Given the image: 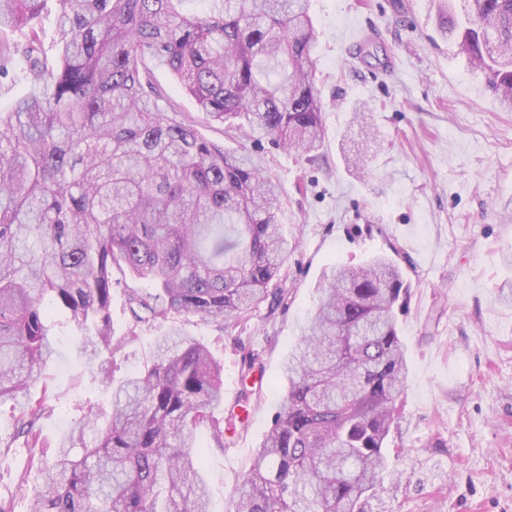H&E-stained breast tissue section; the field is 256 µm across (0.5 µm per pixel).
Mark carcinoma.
Masks as SVG:
<instances>
[{
  "mask_svg": "<svg viewBox=\"0 0 512 512\" xmlns=\"http://www.w3.org/2000/svg\"><path fill=\"white\" fill-rule=\"evenodd\" d=\"M54 2L48 55L38 20ZM0 0V403L29 450L30 512H209L195 429L224 427L223 366L171 328L139 371L112 379V289L134 325L170 316L220 328L267 298L288 255L282 195L261 158L202 137L154 82L166 67L209 124L310 158L324 141L310 0ZM438 17L512 111V0H461ZM151 283L153 291L134 286ZM410 285L386 255L335 266L284 365L279 411L230 512H369L388 465L407 362L396 311ZM89 331V372L110 391L56 446L34 387L50 313ZM83 449L77 454L75 449Z\"/></svg>",
  "mask_w": 512,
  "mask_h": 512,
  "instance_id": "carcinoma-1",
  "label": "carcinoma"
}]
</instances>
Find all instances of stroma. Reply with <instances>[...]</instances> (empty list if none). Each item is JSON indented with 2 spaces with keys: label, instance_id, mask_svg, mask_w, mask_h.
I'll list each match as a JSON object with an SVG mask.
<instances>
[{
  "label": "stroma",
  "instance_id": "1",
  "mask_svg": "<svg viewBox=\"0 0 512 512\" xmlns=\"http://www.w3.org/2000/svg\"><path fill=\"white\" fill-rule=\"evenodd\" d=\"M324 144L305 161L265 139L238 141L199 123L207 139L263 157L279 183L289 241L269 297L224 327L179 316L224 366V406L234 412L225 447L211 445L203 478L210 512H228L242 474L277 410L273 387L301 335L325 272L385 254L410 284L397 315L407 357L399 450L373 512H512V112L441 29L432 0H311ZM55 359L41 384L54 407L41 422L55 443L109 392L93 382L87 332L51 318ZM164 331L152 324L115 357V379L150 358ZM254 358L248 377L241 364ZM0 498L29 512L33 483L16 476L28 450L11 403L0 404Z\"/></svg>",
  "mask_w": 512,
  "mask_h": 512
}]
</instances>
